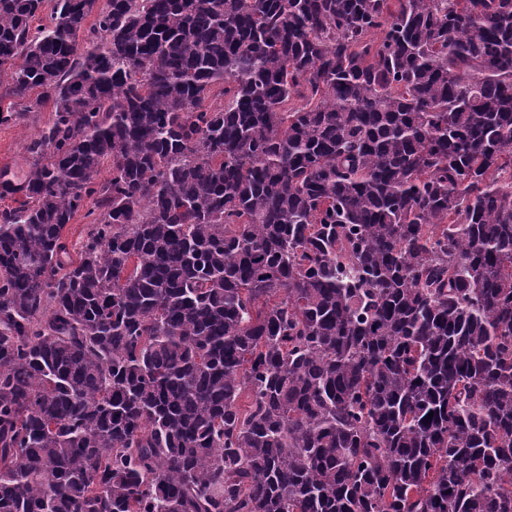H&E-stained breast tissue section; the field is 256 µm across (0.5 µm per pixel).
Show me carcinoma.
<instances>
[{"label": "carcinoma", "mask_w": 512, "mask_h": 512, "mask_svg": "<svg viewBox=\"0 0 512 512\" xmlns=\"http://www.w3.org/2000/svg\"><path fill=\"white\" fill-rule=\"evenodd\" d=\"M1 85L0 512H512V0H0ZM50 104L40 112H26L11 126H0V169L8 168L22 176L28 168L25 151L27 140L47 123L52 116Z\"/></svg>", "instance_id": "obj_1"}]
</instances>
